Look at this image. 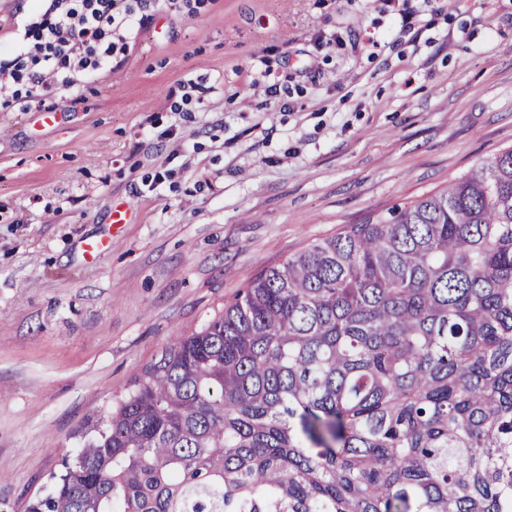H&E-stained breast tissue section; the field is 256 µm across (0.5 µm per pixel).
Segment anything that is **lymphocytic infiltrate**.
Here are the masks:
<instances>
[{"instance_id": "lymphocytic-infiltrate-1", "label": "lymphocytic infiltrate", "mask_w": 512, "mask_h": 512, "mask_svg": "<svg viewBox=\"0 0 512 512\" xmlns=\"http://www.w3.org/2000/svg\"><path fill=\"white\" fill-rule=\"evenodd\" d=\"M159 0H31L0 47V99L53 112L80 78L119 71Z\"/></svg>"}]
</instances>
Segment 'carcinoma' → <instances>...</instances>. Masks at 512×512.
I'll return each mask as SVG.
<instances>
[{
    "label": "carcinoma",
    "instance_id": "cac0c4a2",
    "mask_svg": "<svg viewBox=\"0 0 512 512\" xmlns=\"http://www.w3.org/2000/svg\"><path fill=\"white\" fill-rule=\"evenodd\" d=\"M25 512H512V147L256 275Z\"/></svg>",
    "mask_w": 512,
    "mask_h": 512
}]
</instances>
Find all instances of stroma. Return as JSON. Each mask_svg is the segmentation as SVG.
<instances>
[{
	"label": "stroma",
	"instance_id": "obj_1",
	"mask_svg": "<svg viewBox=\"0 0 512 512\" xmlns=\"http://www.w3.org/2000/svg\"><path fill=\"white\" fill-rule=\"evenodd\" d=\"M407 7L406 27L397 0L161 10L55 123L0 108V512L262 269L512 147V0ZM200 77L202 103L168 111Z\"/></svg>",
	"mask_w": 512,
	"mask_h": 512
}]
</instances>
